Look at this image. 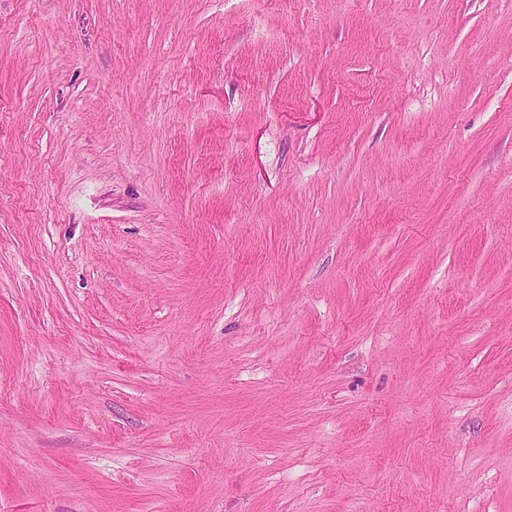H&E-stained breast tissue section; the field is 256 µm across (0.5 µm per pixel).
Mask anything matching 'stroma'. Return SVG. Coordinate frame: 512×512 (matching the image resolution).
Returning <instances> with one entry per match:
<instances>
[{"instance_id": "35a3bbf8", "label": "stroma", "mask_w": 512, "mask_h": 512, "mask_svg": "<svg viewBox=\"0 0 512 512\" xmlns=\"http://www.w3.org/2000/svg\"><path fill=\"white\" fill-rule=\"evenodd\" d=\"M0 512H512V0H0Z\"/></svg>"}]
</instances>
